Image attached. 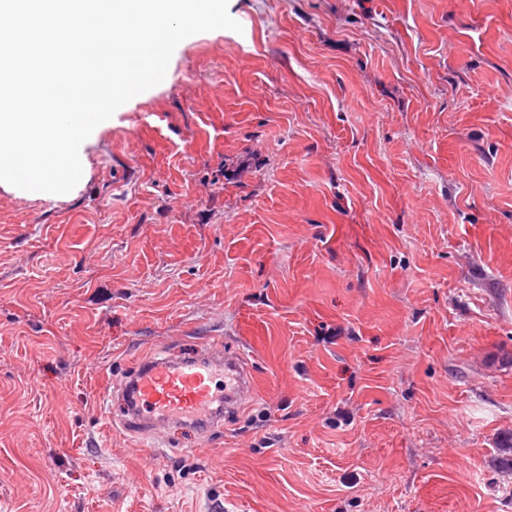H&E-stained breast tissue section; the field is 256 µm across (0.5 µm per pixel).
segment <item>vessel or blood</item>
<instances>
[{"label":"vessel or blood","mask_w":512,"mask_h":512,"mask_svg":"<svg viewBox=\"0 0 512 512\" xmlns=\"http://www.w3.org/2000/svg\"><path fill=\"white\" fill-rule=\"evenodd\" d=\"M242 352L197 358L166 357L142 364L131 376L127 427L138 433L171 422L208 430L222 410L237 409L253 390Z\"/></svg>","instance_id":"b4317fda"}]
</instances>
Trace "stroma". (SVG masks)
I'll list each match as a JSON object with an SVG mask.
<instances>
[{
	"mask_svg": "<svg viewBox=\"0 0 512 512\" xmlns=\"http://www.w3.org/2000/svg\"><path fill=\"white\" fill-rule=\"evenodd\" d=\"M0 190V512H512V0H229ZM254 401L128 434L160 355Z\"/></svg>",
	"mask_w": 512,
	"mask_h": 512,
	"instance_id": "obj_1",
	"label": "stroma"
}]
</instances>
